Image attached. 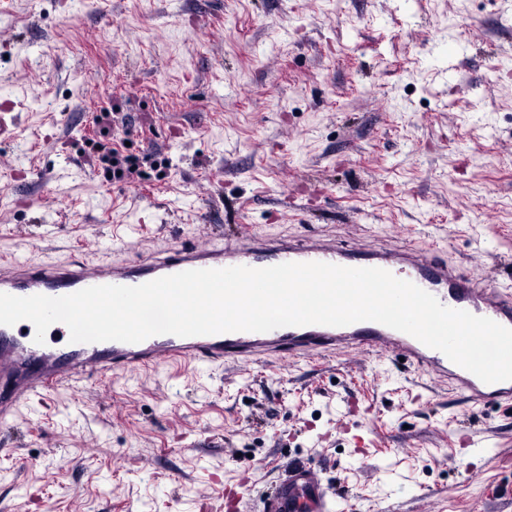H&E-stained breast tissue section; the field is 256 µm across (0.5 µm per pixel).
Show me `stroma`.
<instances>
[{"instance_id":"obj_1","label":"stroma","mask_w":512,"mask_h":512,"mask_svg":"<svg viewBox=\"0 0 512 512\" xmlns=\"http://www.w3.org/2000/svg\"><path fill=\"white\" fill-rule=\"evenodd\" d=\"M9 102L0 257L396 234L512 292V0H0ZM297 463L358 512H512V406L378 353L92 374L0 421V512H200ZM103 140H90L94 151L99 153L98 158L104 165V174L108 180L125 181L138 174L139 167L142 164L139 156L134 154H123L116 148H107Z\"/></svg>"}]
</instances>
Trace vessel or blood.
Listing matches in <instances>:
<instances>
[{
  "label": "vessel or blood",
  "mask_w": 512,
  "mask_h": 512,
  "mask_svg": "<svg viewBox=\"0 0 512 512\" xmlns=\"http://www.w3.org/2000/svg\"><path fill=\"white\" fill-rule=\"evenodd\" d=\"M323 262L345 267H376L410 281L443 305L489 318L512 328V295L486 288L480 276L465 275L434 260L422 247L391 250L362 246L345 248L336 240L272 239L237 232L222 246L193 242L167 255L140 261H110L72 266L62 262L32 264L0 260V293L19 297L36 294L60 297L96 285L137 286L188 270L233 266L266 268L282 263ZM49 335L65 339L64 349L36 344L26 322L0 325V420L14 413L31 395L77 382L89 373L104 375L135 371L178 361L204 360L221 364L237 361L264 363L284 355L312 356L341 352L392 353L434 379L450 383L471 404L512 405V381L488 384L406 333L373 321L346 326H285L268 332H228L180 337L155 335L139 343L70 342L68 327L53 324ZM237 512H335L336 494L325 488L303 465L290 468L271 495L256 501L240 494Z\"/></svg>",
  "instance_id": "obj_1"
}]
</instances>
